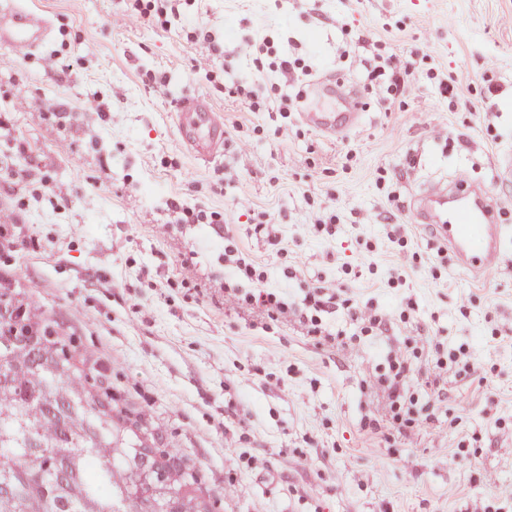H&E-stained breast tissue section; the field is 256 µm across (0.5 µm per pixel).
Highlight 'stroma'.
<instances>
[{"label": "stroma", "mask_w": 512, "mask_h": 512, "mask_svg": "<svg viewBox=\"0 0 512 512\" xmlns=\"http://www.w3.org/2000/svg\"><path fill=\"white\" fill-rule=\"evenodd\" d=\"M25 2L49 35L0 45V289L102 378L121 425L193 466L211 512H512V183L494 176L512 0ZM392 56L411 67L383 104L358 62ZM324 73L361 112L333 139L279 109ZM187 96L224 119L212 158L181 142ZM457 175L498 203L490 280L411 218L427 181ZM324 282L350 308L314 309ZM256 288L285 312L242 302ZM354 308L392 322L363 331ZM408 346L415 377L447 354L467 370L437 398L411 386L431 421L393 434L377 379Z\"/></svg>", "instance_id": "stroma-1"}]
</instances>
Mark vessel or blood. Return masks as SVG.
Wrapping results in <instances>:
<instances>
[{
  "instance_id": "b4317fda",
  "label": "vessel or blood",
  "mask_w": 512,
  "mask_h": 512,
  "mask_svg": "<svg viewBox=\"0 0 512 512\" xmlns=\"http://www.w3.org/2000/svg\"><path fill=\"white\" fill-rule=\"evenodd\" d=\"M47 35V21L41 14L18 6L0 9V44L26 53L39 47ZM312 94H341L349 105L345 112H304V120L317 131L332 136L358 121L354 91L337 85L335 77L325 76L313 82ZM178 130L182 141L204 157L212 156L224 144L223 123L200 97L181 99ZM451 185V197L435 196L428 188L414 198L410 206L414 221L435 229L460 271L475 278L492 277L500 267L502 237V228L494 220V203L463 177H456ZM475 230L482 238L477 250L470 244V234Z\"/></svg>"
}]
</instances>
